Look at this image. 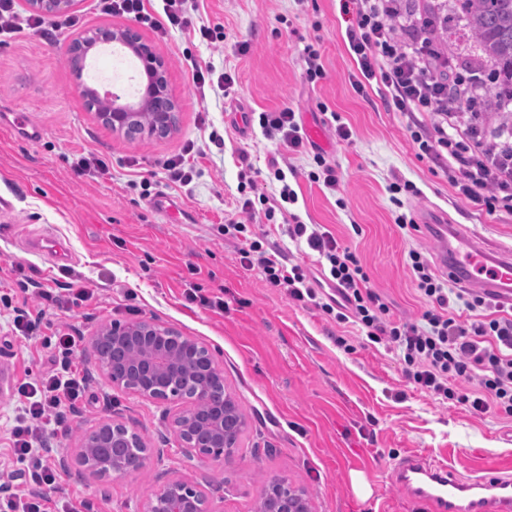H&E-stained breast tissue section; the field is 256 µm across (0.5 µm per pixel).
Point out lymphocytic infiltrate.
<instances>
[{
    "label": "lymphocytic infiltrate",
    "instance_id": "1",
    "mask_svg": "<svg viewBox=\"0 0 512 512\" xmlns=\"http://www.w3.org/2000/svg\"><path fill=\"white\" fill-rule=\"evenodd\" d=\"M161 2V10L154 12L146 0H96V6L101 14L129 18L163 36L177 30L211 44L223 41L222 28L194 25L187 0ZM352 2L355 18L345 35L361 74L357 92L376 83L396 110L429 117V128L412 134L420 153L442 163L459 197L490 215L512 213V131L493 136L471 121L466 106L478 92L472 77L454 71L428 25L407 18L403 0ZM258 124L286 151L306 152L305 132L290 107L259 113ZM223 231L237 240L242 262L258 264L268 284L286 290L294 301L313 304L336 323H354L368 342L397 350L406 376L420 389L475 414L491 411L512 418V310H504L490 295L455 287L453 278L436 273L422 250H409L408 265L424 310L419 321L403 322L391 317L355 253L324 226L297 219L286 225L292 242L318 253L316 277L304 265L287 262L281 249L266 245L250 225L230 218ZM53 339L50 368L19 386L9 426V451L24 466L30 489L1 498L0 512L88 508L86 501L55 500L47 493L59 474L45 460L44 427L62 425L87 391V378L76 363V337L60 328ZM471 381L476 384L472 390L467 387Z\"/></svg>",
    "mask_w": 512,
    "mask_h": 512
}]
</instances>
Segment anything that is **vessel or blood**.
<instances>
[{"instance_id": "1", "label": "vessel or blood", "mask_w": 512, "mask_h": 512, "mask_svg": "<svg viewBox=\"0 0 512 512\" xmlns=\"http://www.w3.org/2000/svg\"><path fill=\"white\" fill-rule=\"evenodd\" d=\"M438 244L437 265L464 287L512 305V250L487 247L457 224L425 225ZM397 485L431 512H512V474L462 479L447 462L406 456L395 471Z\"/></svg>"}]
</instances>
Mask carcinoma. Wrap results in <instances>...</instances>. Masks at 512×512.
Instances as JSON below:
<instances>
[{"label": "carcinoma", "instance_id": "cac0c4a2", "mask_svg": "<svg viewBox=\"0 0 512 512\" xmlns=\"http://www.w3.org/2000/svg\"><path fill=\"white\" fill-rule=\"evenodd\" d=\"M464 35L473 42L481 63L494 68L501 83L487 91L486 109L512 124V0H456ZM426 19L436 28L437 40L452 44L448 30V0H430Z\"/></svg>", "mask_w": 512, "mask_h": 512}]
</instances>
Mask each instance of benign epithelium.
<instances>
[{
    "mask_svg": "<svg viewBox=\"0 0 512 512\" xmlns=\"http://www.w3.org/2000/svg\"><path fill=\"white\" fill-rule=\"evenodd\" d=\"M77 0H27L30 10L45 17L65 12ZM118 43L141 56L153 76L152 97L133 106L121 102L117 94L107 98L82 83L78 89L87 105L115 131L143 139L168 134L174 123V104L167 82L162 77V60L133 29L98 28L71 40L70 62L85 66L89 51L103 44ZM112 354L98 359L99 368L115 390L150 402H178L170 423L179 447L191 457L212 461H230L238 453L234 440L245 419L238 415L236 402L224 399V408L212 405V396L224 393V373L209 349L153 321L114 323L96 332L90 339L92 350L103 345ZM197 374L201 380L186 391V376ZM125 448L124 454H105L102 448ZM80 460L99 481L140 470L147 459L143 437L135 430L112 421L99 423L79 441ZM142 512H217L208 494L198 484L174 478L152 490L143 502ZM255 512H312L307 492L286 478L274 481L271 491L262 495Z\"/></svg>",
    "mask_w": 512,
    "mask_h": 512,
    "instance_id": "1",
    "label": "benign epithelium"
}]
</instances>
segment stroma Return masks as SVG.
Returning a JSON list of instances; mask_svg holds the SVG:
<instances>
[{
    "label": "stroma",
    "mask_w": 512,
    "mask_h": 512,
    "mask_svg": "<svg viewBox=\"0 0 512 512\" xmlns=\"http://www.w3.org/2000/svg\"><path fill=\"white\" fill-rule=\"evenodd\" d=\"M196 5L197 21L223 28V47L139 29L165 63L177 106L176 127L163 138H131L104 125L81 97L68 61L67 45L81 31L123 28L129 19L97 14L91 0H79L78 26L49 40L18 34L0 42V297L11 301L0 305V465L9 458L15 390L48 368L40 339L63 328L81 338L77 363L88 392L66 431L49 436V459L60 467L59 495L87 500L91 512H141L147 493L172 478L200 484L219 512H254L265 486L279 477L310 493L313 512H429L395 483L393 466L405 455L447 459L465 479L512 466V419L440 403L416 388L395 352L382 346L359 343L344 352L337 339L348 336V327L271 287L218 232L237 211L240 152L259 171V192H278L264 170L282 146L257 122L239 128L237 113L282 106L296 112L304 130H321L319 149L340 176L338 194H330L308 177L316 168L312 153L292 158L298 201L291 213L324 225L356 254L394 317L413 321L421 313L408 251L415 246L435 255L422 230L433 213L496 249H512V215H490L460 199L439 165L420 157L412 118L390 107L378 88L356 92L360 72L339 0ZM242 42L243 54L236 50ZM308 44L326 71L315 83L305 76ZM187 51L232 74L228 95L195 88L183 63ZM336 114L351 126L350 141L337 140ZM213 132L218 142L210 141ZM190 140L205 151L194 160L197 174L186 187L168 186L156 162L180 154ZM88 153L109 161V175L93 180L76 173V159ZM145 177L152 193L185 206L189 223L150 208L134 187ZM396 177L413 182L418 195L393 196ZM402 211L413 215L416 228L397 226ZM43 236L61 241L66 257L50 263L34 247ZM25 279L36 290L21 291ZM76 280L90 289V300L70 308L40 305L37 289L62 296ZM190 288L223 297V309L187 302ZM18 310L40 314L37 339L13 336ZM133 320L154 321L209 348L247 419L232 461L201 462L179 448L170 429L176 403L156 404L108 385L89 338L102 326ZM104 420L138 431L148 447L144 467L106 483L81 465L78 448L84 432ZM356 473L368 482L369 496L355 491Z\"/></svg>",
    "instance_id": "obj_1"
}]
</instances>
